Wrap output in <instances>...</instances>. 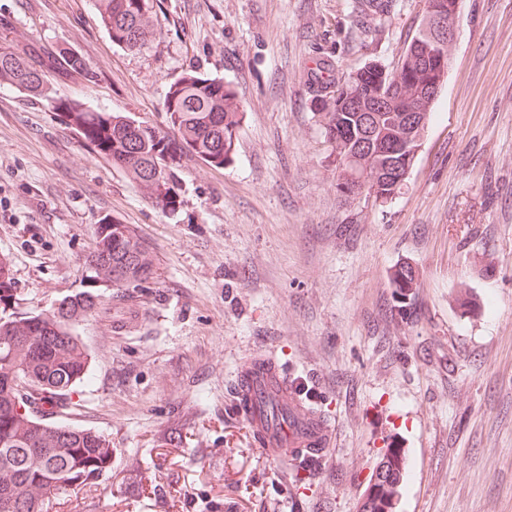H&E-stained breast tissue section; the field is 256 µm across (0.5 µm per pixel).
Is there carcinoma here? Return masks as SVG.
<instances>
[{"instance_id": "cac0c4a2", "label": "carcinoma", "mask_w": 512, "mask_h": 512, "mask_svg": "<svg viewBox=\"0 0 512 512\" xmlns=\"http://www.w3.org/2000/svg\"><path fill=\"white\" fill-rule=\"evenodd\" d=\"M112 43L142 51L156 39L154 0H93ZM459 0H425V14L452 17ZM453 42L434 44L421 32L408 42L397 65L386 72L390 93L380 113L378 140L395 143L409 154L423 140L434 99L432 87L448 77ZM63 78L87 75L82 58L66 49L40 52L0 48V85L45 99L60 111L66 127L77 131L98 157L120 167L145 199L164 214L181 206L175 168L184 160L222 168L233 160L244 112L237 92L223 79L191 66L170 83L164 100L165 124L134 126L117 112H95L80 102L51 95L49 70ZM312 103L318 112L336 185L364 176L367 196L385 204L402 186L382 175L392 157L357 148L359 126L352 100L370 105L377 91L361 80L362 72L343 75L328 58L309 68ZM168 160V172L155 176L154 160ZM89 277L113 290L118 301H135V290L154 278L155 263L147 242L129 224L104 216L96 224L86 257ZM391 284L401 298L415 294L419 275L410 265L396 268ZM16 300L8 256H0V512H43L46 498L72 486L94 485L112 471L114 448L91 429L61 426L56 417L72 405L75 388L87 377L91 355L73 327L101 311L99 295L84 290L61 298V305L34 315L6 313ZM23 412H18V409ZM406 457L388 449L378 462L359 512H398Z\"/></svg>"}]
</instances>
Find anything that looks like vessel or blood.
Returning a JSON list of instances; mask_svg holds the SVG:
<instances>
[{
  "label": "vessel or blood",
  "instance_id": "b4317fda",
  "mask_svg": "<svg viewBox=\"0 0 512 512\" xmlns=\"http://www.w3.org/2000/svg\"><path fill=\"white\" fill-rule=\"evenodd\" d=\"M236 397L247 400L246 421L272 459L323 451L333 441L323 413L301 400L299 378L272 356L253 357L241 367Z\"/></svg>",
  "mask_w": 512,
  "mask_h": 512
}]
</instances>
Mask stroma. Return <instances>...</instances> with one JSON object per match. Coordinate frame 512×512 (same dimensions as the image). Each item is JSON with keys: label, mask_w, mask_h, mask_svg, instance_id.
<instances>
[{"label": "stroma", "mask_w": 512, "mask_h": 512, "mask_svg": "<svg viewBox=\"0 0 512 512\" xmlns=\"http://www.w3.org/2000/svg\"><path fill=\"white\" fill-rule=\"evenodd\" d=\"M354 0H157L148 48L114 45L92 0H0V46L66 48L89 78L54 95L164 120L190 66L235 87L233 162L176 170L175 215L95 156L50 102L0 87V255L21 310L89 289L105 215L149 243L134 304L75 328L91 366L60 421L108 437L112 471L47 512H358L382 453L404 449L399 512H512V0H463L448 79L401 194L344 199L306 71L394 66L424 0L359 23ZM420 286L403 317L390 284ZM149 320L127 330L132 308ZM273 352L335 431L315 470L272 460L234 406ZM391 284L399 292L401 298L406 299L415 294L416 288H419V275L409 264L401 265L394 270Z\"/></svg>", "instance_id": "stroma-1"}]
</instances>
